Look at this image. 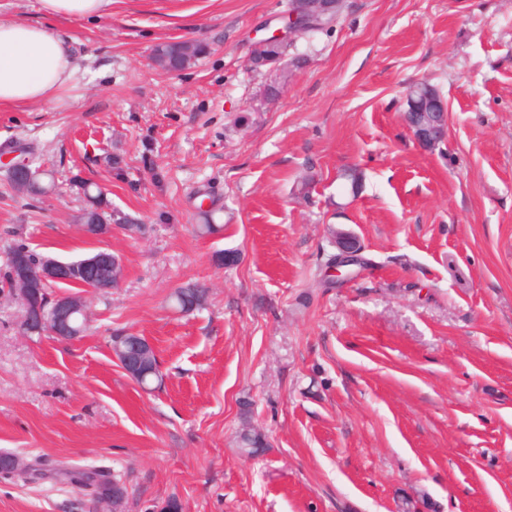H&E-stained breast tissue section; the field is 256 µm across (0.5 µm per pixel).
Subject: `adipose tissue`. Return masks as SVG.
I'll list each match as a JSON object with an SVG mask.
<instances>
[{
  "mask_svg": "<svg viewBox=\"0 0 512 512\" xmlns=\"http://www.w3.org/2000/svg\"><path fill=\"white\" fill-rule=\"evenodd\" d=\"M76 71L65 44L47 29L0 20V106L53 100Z\"/></svg>",
  "mask_w": 512,
  "mask_h": 512,
  "instance_id": "obj_1",
  "label": "adipose tissue"
}]
</instances>
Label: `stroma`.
Returning <instances> with one entry per match:
<instances>
[{
	"label": "stroma",
	"instance_id": "1",
	"mask_svg": "<svg viewBox=\"0 0 512 512\" xmlns=\"http://www.w3.org/2000/svg\"><path fill=\"white\" fill-rule=\"evenodd\" d=\"M289 9L112 0L93 20L0 0L79 68L58 99L0 106V152L55 182L27 198L0 169V276L20 243L123 264L74 341L23 334L0 290V453L44 473L0 477V512H100L66 476L90 467L118 512H512V0H345L286 42L273 97L249 56ZM167 41L208 50L165 73ZM420 82L448 103L431 152L402 119ZM78 178L144 234L85 236ZM202 207L218 233H198ZM342 231L359 262L337 273ZM189 283L208 298L185 314ZM120 333L153 343L161 379L126 374ZM246 428L263 453H241ZM178 44H180L181 46V51L180 53L182 54L183 58H184V66L183 68L179 69V70H171V71H167L166 69H163L167 66V64L169 63V61L171 59H173V56H172V52L177 48L178 44H174V43H167V44H160L158 45L156 48H155V52H156V58H157V61L159 63V65L163 68H161L155 61V57H154V49L152 50V53H151V60H152V63L158 67L159 69L161 70H164L166 72H169V73H175V72H179L183 69H185L193 60L192 58V52H193V47L194 45L196 44L195 42H188V41H184V42H176ZM176 306L183 312L201 308L206 302V288L188 284L178 288L174 294ZM69 474H71L73 481L75 478H79L83 482H93L97 478L101 479L105 486V490L112 491V487H117L118 491L122 493V488L118 487V483L111 478L110 473H107L104 470L96 468H76L69 472ZM97 497L95 498L101 504L105 505L107 508L112 505L113 508L116 505V502L119 500L120 494L114 489L112 492L106 491ZM95 498H93L94 501Z\"/></svg>",
	"mask_w": 512,
	"mask_h": 512
}]
</instances>
